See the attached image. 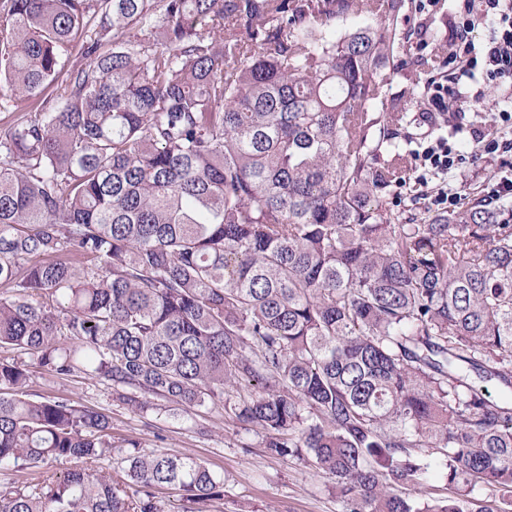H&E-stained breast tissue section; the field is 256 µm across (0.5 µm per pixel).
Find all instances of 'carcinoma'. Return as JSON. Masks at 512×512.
<instances>
[{"mask_svg":"<svg viewBox=\"0 0 512 512\" xmlns=\"http://www.w3.org/2000/svg\"><path fill=\"white\" fill-rule=\"evenodd\" d=\"M405 0H0V88L42 100L0 127V348L262 427L343 512L423 508L448 486L512 504L507 206L396 224L403 182L380 68ZM82 41L79 68L60 61ZM56 86V96L44 97ZM496 380L499 400L474 385ZM0 361V473L112 457L106 415L28 398ZM127 493L86 469L0 491V512H162L224 496L207 464L137 450ZM431 456L429 457L432 462V469L430 470L429 477L426 484L421 488H399L397 493L410 500L430 501L436 498H444L447 496H455L454 490L449 489L446 483V478L443 475L442 468L439 465L441 454L437 450L429 448ZM155 493L164 512H187V510H191L189 507L192 505L184 500L181 492L176 489L162 488L156 490Z\"/></svg>","mask_w":512,"mask_h":512,"instance_id":"1","label":"carcinoma"}]
</instances>
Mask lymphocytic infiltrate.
<instances>
[{"instance_id": "obj_1", "label": "lymphocytic infiltrate", "mask_w": 512, "mask_h": 512, "mask_svg": "<svg viewBox=\"0 0 512 512\" xmlns=\"http://www.w3.org/2000/svg\"><path fill=\"white\" fill-rule=\"evenodd\" d=\"M459 19L449 36L444 60L451 77H430L423 88L427 119L432 125L428 146L416 153V184L436 178L440 186L431 202L445 209L457 208L461 197L452 185L466 162L452 139L470 134L475 149L488 159L512 153V0H457ZM486 34L475 40L476 26ZM507 88L488 119L487 130L469 128L472 106L483 103L486 87Z\"/></svg>"}]
</instances>
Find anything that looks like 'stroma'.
Here are the masks:
<instances>
[{
  "mask_svg": "<svg viewBox=\"0 0 512 512\" xmlns=\"http://www.w3.org/2000/svg\"><path fill=\"white\" fill-rule=\"evenodd\" d=\"M404 27L424 38L428 46L398 49L382 71L386 98L403 100L392 110L390 129L403 147L407 174L403 184L389 195L391 212L400 221L420 223L436 211L426 188L415 185L413 152L426 145L429 129L423 120V86L441 70L448 53V25L452 18L450 0H434L425 13L415 10V0H406ZM498 162L467 161L454 185L462 208H469L486 192V184ZM32 393L46 398H65L75 404L105 413L110 421L112 457L103 461L104 472L120 476L126 445L138 442L142 452L161 451L204 460L224 481V496L212 501L208 512H341L331 480L306 457L280 458L266 447L261 427H240L224 410V397L203 406H165L150 395L129 403L112 394L103 384L81 373L57 376L30 364Z\"/></svg>",
  "mask_w": 512,
  "mask_h": 512,
  "instance_id": "1",
  "label": "stroma"
}]
</instances>
